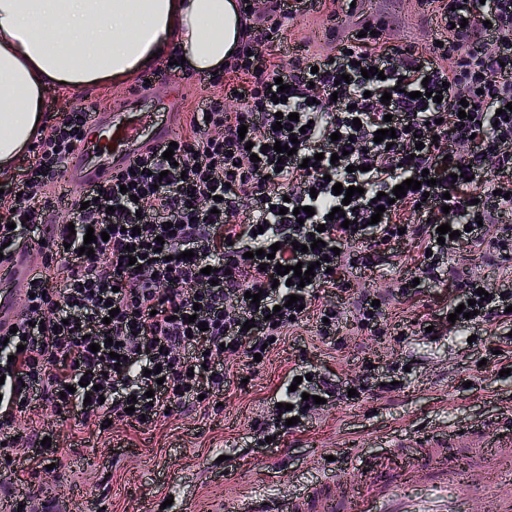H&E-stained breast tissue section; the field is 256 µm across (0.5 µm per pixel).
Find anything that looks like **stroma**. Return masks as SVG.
Returning <instances> with one entry per match:
<instances>
[{"instance_id": "stroma-1", "label": "stroma", "mask_w": 512, "mask_h": 512, "mask_svg": "<svg viewBox=\"0 0 512 512\" xmlns=\"http://www.w3.org/2000/svg\"><path fill=\"white\" fill-rule=\"evenodd\" d=\"M393 9L404 31L388 32L386 40L428 52L434 32L426 9L418 0H393ZM328 26L323 12L282 20L278 38L262 51L272 62L291 66L306 52L325 51ZM181 84L187 88L188 113L215 93L199 75L164 72L157 77L154 94L159 99L176 97ZM131 90L128 84L78 93L51 87L43 94V114L51 124L74 110L112 112L129 99ZM456 257L473 277L493 287L512 268V260L489 238L462 246ZM420 260L418 240L410 234L401 240L395 257L353 279L351 291L328 289L329 300L340 303L342 311L333 347L317 339L315 324L309 321L278 342L261 365L230 357L236 378L211 416L187 409L153 427L116 421L110 430L93 435H75L65 426L57 433L56 469L24 462V450L17 447L11 455L18 464L12 471L0 467V484H10L26 501L28 512H40L44 498L70 500L78 490L85 497L77 500L75 512H178L167 499L187 484L193 491L191 512H212L218 503L246 495L282 458H290L291 467L274 487L279 498L288 499L298 484L314 482L330 470L341 490L348 483L347 468L330 461L339 449L378 452L387 431L460 426L512 406V375L500 373L492 326L446 329L434 338L419 331L422 322L447 311L456 293L453 281L427 283L413 299L389 301L384 334L361 326L353 306L357 289L368 283L395 287ZM298 364L329 372L342 385L359 390L360 398L310 412L300 430L288 435L275 426L277 399L288 384L289 370ZM371 371L394 383V390L383 393L368 386Z\"/></svg>"}]
</instances>
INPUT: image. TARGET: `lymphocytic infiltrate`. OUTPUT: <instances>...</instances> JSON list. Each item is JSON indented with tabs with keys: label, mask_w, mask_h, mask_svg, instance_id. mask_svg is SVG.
Returning <instances> with one entry per match:
<instances>
[{
	"label": "lymphocytic infiltrate",
	"mask_w": 512,
	"mask_h": 512,
	"mask_svg": "<svg viewBox=\"0 0 512 512\" xmlns=\"http://www.w3.org/2000/svg\"><path fill=\"white\" fill-rule=\"evenodd\" d=\"M426 2L441 35L428 54L368 34L287 70L267 62L260 46L277 35L279 18L314 4L270 0V25L242 41L226 66L242 83L225 84L223 100L198 103L172 159L142 151L103 188L78 192L61 217L52 193L88 121L69 112L41 129L32 161L0 186V254L49 247L23 282L16 333L0 332L1 444L29 440L30 461L42 463L59 452L44 438L70 420L101 432L114 418L153 426L188 404L208 410L231 381L233 354L268 356L272 339L311 316L321 341L331 340L340 312L321 289L346 287L343 270L372 267L379 251H394L403 228H415L425 256L417 279L399 281L389 297L410 299L419 282L454 277L449 308L471 300L477 310L457 326H495L512 360V289L478 300L481 280L452 264L457 246L492 232L500 250L512 251V226L499 224L512 212V120L496 116L512 103V0ZM370 67L376 75L363 77ZM279 78L290 90L276 103ZM388 126L396 130L392 145L375 142ZM293 138L296 154L280 157L275 143ZM311 157L315 166L303 167ZM425 174L435 181L429 192L407 190L372 222L378 193ZM337 182L359 189L349 209L332 191ZM287 204L315 213L300 223L292 211L281 214ZM444 224L457 236L441 244L436 230ZM90 228L109 238L93 242L87 256L80 249ZM298 242L305 251L295 250ZM259 249L274 258L260 260ZM299 263L315 265L310 283H278L277 265ZM293 294L300 305H288ZM93 343L99 351H90ZM290 374L302 382L282 393L278 424L307 415L305 395L331 405L349 400L325 373L298 366ZM39 408L50 413L47 426L25 438L21 424Z\"/></svg>",
	"instance_id": "f902f5d3"
}]
</instances>
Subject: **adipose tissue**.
Listing matches in <instances>:
<instances>
[{
    "label": "adipose tissue",
    "mask_w": 512,
    "mask_h": 512,
    "mask_svg": "<svg viewBox=\"0 0 512 512\" xmlns=\"http://www.w3.org/2000/svg\"><path fill=\"white\" fill-rule=\"evenodd\" d=\"M242 22L236 0H0V169L34 141L45 87L117 85L157 51L181 52L186 72L220 73Z\"/></svg>",
    "instance_id": "adipose-tissue-1"
}]
</instances>
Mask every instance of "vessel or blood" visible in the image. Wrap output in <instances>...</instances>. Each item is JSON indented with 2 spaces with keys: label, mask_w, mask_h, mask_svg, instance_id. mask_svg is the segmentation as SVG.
Listing matches in <instances>:
<instances>
[{
  "label": "vessel or blood",
  "mask_w": 512,
  "mask_h": 512,
  "mask_svg": "<svg viewBox=\"0 0 512 512\" xmlns=\"http://www.w3.org/2000/svg\"><path fill=\"white\" fill-rule=\"evenodd\" d=\"M144 100L130 99L127 109L91 121L93 146L82 145L68 162L71 187L91 188L107 182L141 148L162 145L174 134L177 113L169 111L151 137L143 128L152 121ZM98 161H90L91 152ZM32 263L28 248L0 263V329H7L21 301L12 285L27 278ZM389 454L376 456L361 448L342 453L360 476L344 495L329 482L299 485L291 499H277L265 482L241 499L214 512H463L457 492L461 480L480 491L488 512H512V411L489 415L460 428L430 429L420 434L386 435Z\"/></svg>",
  "instance_id": "vessel-or-blood-1"
}]
</instances>
